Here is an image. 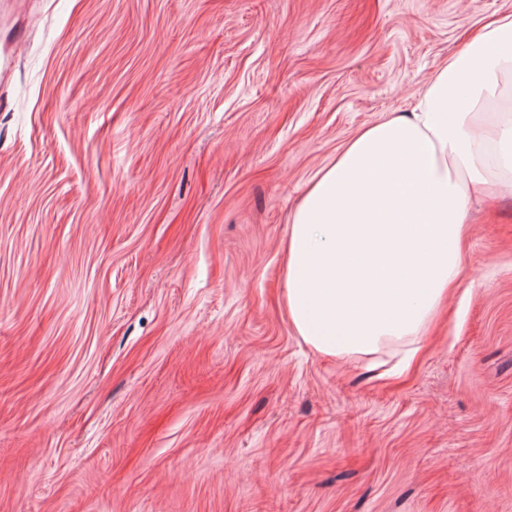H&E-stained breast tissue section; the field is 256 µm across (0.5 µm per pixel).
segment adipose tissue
Masks as SVG:
<instances>
[{
    "instance_id": "adipose-tissue-1",
    "label": "adipose tissue",
    "mask_w": 512,
    "mask_h": 512,
    "mask_svg": "<svg viewBox=\"0 0 512 512\" xmlns=\"http://www.w3.org/2000/svg\"><path fill=\"white\" fill-rule=\"evenodd\" d=\"M479 188L512 191V15L316 174L284 244L298 336L325 355L392 353L409 366L457 284Z\"/></svg>"
}]
</instances>
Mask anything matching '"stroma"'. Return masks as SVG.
<instances>
[{"label": "stroma", "instance_id": "obj_1", "mask_svg": "<svg viewBox=\"0 0 512 512\" xmlns=\"http://www.w3.org/2000/svg\"><path fill=\"white\" fill-rule=\"evenodd\" d=\"M512 0H0V512H512V193L418 363L318 353L283 242Z\"/></svg>", "mask_w": 512, "mask_h": 512}]
</instances>
